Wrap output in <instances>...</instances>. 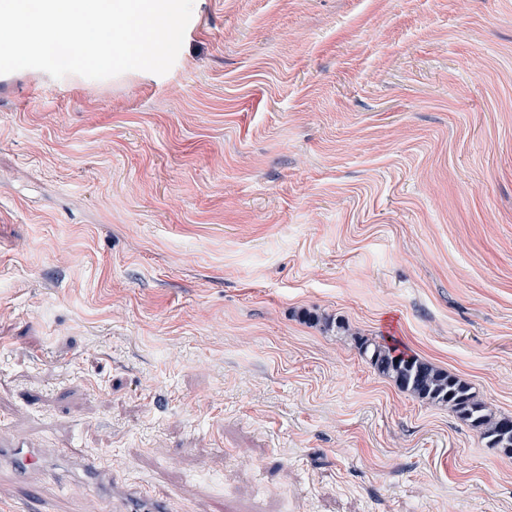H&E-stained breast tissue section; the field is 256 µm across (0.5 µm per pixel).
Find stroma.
<instances>
[{
	"instance_id": "stroma-1",
	"label": "stroma",
	"mask_w": 512,
	"mask_h": 512,
	"mask_svg": "<svg viewBox=\"0 0 512 512\" xmlns=\"http://www.w3.org/2000/svg\"><path fill=\"white\" fill-rule=\"evenodd\" d=\"M361 336L512 417V0H200L166 74L0 75L1 439L190 512H512Z\"/></svg>"
}]
</instances>
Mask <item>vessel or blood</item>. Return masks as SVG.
Returning <instances> with one entry per match:
<instances>
[{
  "label": "vessel or blood",
  "instance_id": "b4317fda",
  "mask_svg": "<svg viewBox=\"0 0 512 512\" xmlns=\"http://www.w3.org/2000/svg\"><path fill=\"white\" fill-rule=\"evenodd\" d=\"M43 463L39 449L30 447L19 437L0 444V473L8 472L15 480L27 481L29 474ZM70 490L83 493L95 487L103 501L105 512H175L169 496L127 483L114 473L102 469L95 458L75 460L71 469Z\"/></svg>",
  "mask_w": 512,
  "mask_h": 512
}]
</instances>
